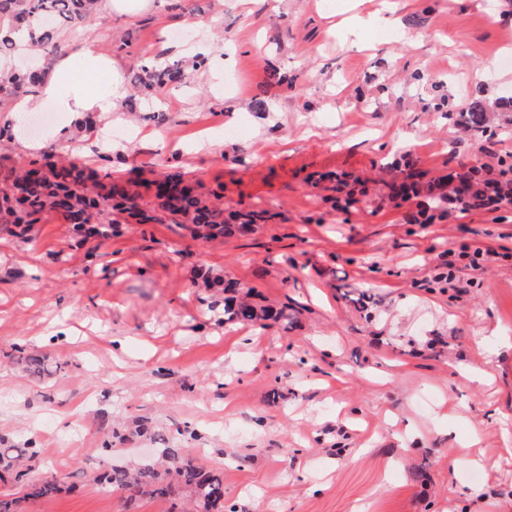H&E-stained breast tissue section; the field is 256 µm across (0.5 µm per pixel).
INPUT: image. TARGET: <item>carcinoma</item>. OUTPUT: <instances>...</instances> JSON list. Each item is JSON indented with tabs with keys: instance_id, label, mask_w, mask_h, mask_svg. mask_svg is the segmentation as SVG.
<instances>
[{
	"instance_id": "carcinoma-1",
	"label": "carcinoma",
	"mask_w": 512,
	"mask_h": 512,
	"mask_svg": "<svg viewBox=\"0 0 512 512\" xmlns=\"http://www.w3.org/2000/svg\"><path fill=\"white\" fill-rule=\"evenodd\" d=\"M99 0H0V104L31 93L45 76L41 69L25 72L9 66L22 50L23 40L45 54L57 50L56 37L62 30L75 25H91L97 19ZM208 59L199 56L192 64L157 65L142 60L133 80L137 89L153 91L170 84H179L192 75L206 70ZM462 129L476 135L493 137L492 110L481 100L473 99L456 112L449 113ZM414 163L403 155V166L391 170L394 198L408 200L420 191L419 181L413 179ZM467 186L462 195H455L468 210H479L490 202L491 193L502 201L512 203V155L501 161L498 173L473 166L458 175ZM342 203L347 210L360 202L366 188L358 182H341ZM153 208H141L142 195L135 182L124 184L104 182L97 171L79 162L66 164L51 160L32 161L30 167L0 174V224H37L45 213L54 212L73 228L90 226L101 236L112 231V211L127 214L135 224L161 223L169 217L177 224L193 225L194 233L202 239L224 234L229 225L224 219L221 190L203 192L200 186L185 181L176 174L154 180ZM241 227L264 224L274 218L268 210L257 208L239 214ZM239 283H224V322L256 323L261 320L288 318L285 311L258 307L244 298H237ZM38 448H11L0 442V481L11 478L20 484L23 495L0 496V512H20V502L26 498H46L58 491L54 478L38 484L26 482L25 463L37 458ZM105 491L118 490L133 502L141 496L167 499L175 494L187 498L182 512H224V475L217 469L197 463L187 449L167 442L155 459L145 460L134 468L111 464L95 477Z\"/></svg>"
}]
</instances>
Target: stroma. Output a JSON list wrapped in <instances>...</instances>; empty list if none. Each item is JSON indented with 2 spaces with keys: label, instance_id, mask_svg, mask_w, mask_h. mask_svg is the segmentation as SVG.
I'll list each match as a JSON object with an SVG mask.
<instances>
[{
  "label": "stroma",
  "instance_id": "obj_1",
  "mask_svg": "<svg viewBox=\"0 0 512 512\" xmlns=\"http://www.w3.org/2000/svg\"><path fill=\"white\" fill-rule=\"evenodd\" d=\"M200 40L224 60L194 81L70 124L49 105L25 116L43 151L116 179L220 185L225 215L274 218L209 240L166 222L84 242L51 215L24 236L0 228V436L36 441L31 480L61 486L22 512H170L93 481L152 454L147 437L102 449L135 418L223 471L238 512H512V204L426 222L425 198L389 188L403 153L439 179L512 152V0H154L62 32L39 64L90 44L128 84L140 58L181 62ZM474 98L499 104L501 135L453 123ZM205 136L223 149L197 150ZM106 139L121 158L102 161ZM342 172L367 188L346 212L329 179ZM449 250L454 288L434 278ZM201 271L287 320L225 322Z\"/></svg>",
  "mask_w": 512,
  "mask_h": 512
}]
</instances>
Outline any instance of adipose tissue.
<instances>
[{
  "mask_svg": "<svg viewBox=\"0 0 512 512\" xmlns=\"http://www.w3.org/2000/svg\"><path fill=\"white\" fill-rule=\"evenodd\" d=\"M124 94L120 71L111 56L84 46L77 60L60 61L47 74L36 93L16 100L13 115L38 111L52 103L56 111L72 117L85 112H111Z\"/></svg>",
  "mask_w": 512,
  "mask_h": 512,
  "instance_id": "obj_1",
  "label": "adipose tissue"
}]
</instances>
